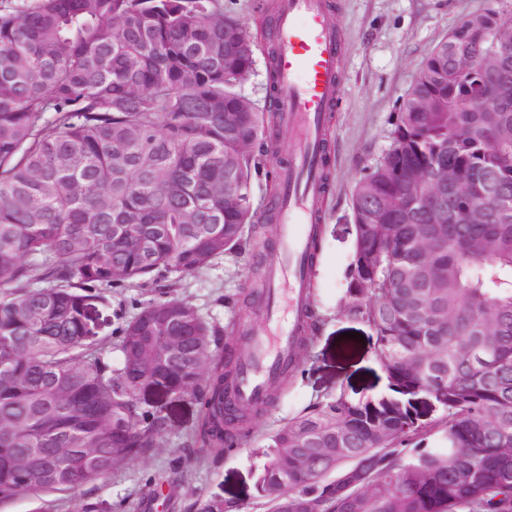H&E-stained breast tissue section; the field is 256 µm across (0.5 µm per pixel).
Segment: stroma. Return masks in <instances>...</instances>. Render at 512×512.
I'll return each instance as SVG.
<instances>
[{"label": "stroma", "mask_w": 512, "mask_h": 512, "mask_svg": "<svg viewBox=\"0 0 512 512\" xmlns=\"http://www.w3.org/2000/svg\"><path fill=\"white\" fill-rule=\"evenodd\" d=\"M490 8L512 13V0H329L325 20L338 32L342 89L325 123L328 180L320 251L310 271L313 304L322 321L298 353L292 387L256 420L251 446L219 455L187 445L201 415L196 398L159 386L142 390V406L165 422L162 446L77 492L50 494L54 512H82L90 503L99 504L101 512H196L197 502L214 499L236 502L239 512H267L254 489V471L264 461V435L327 394L341 391L359 399L386 392L387 375L371 348V327L341 311L354 252L353 188L388 152L401 101L431 49L462 21ZM294 147L291 133L279 129L266 171L253 177L258 211L269 207V175L280 174ZM277 251L278 238L271 233L247 240L241 250L224 254L203 273L185 276L176 287L160 281L106 291L97 306V337L114 343L120 316L165 290L191 303L215 326H225L233 315L243 325H262L261 306L233 309L227 297L249 288L248 268L256 256L270 264Z\"/></svg>", "instance_id": "stroma-1"}]
</instances>
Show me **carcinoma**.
Here are the masks:
<instances>
[{"label": "carcinoma", "mask_w": 512, "mask_h": 512, "mask_svg": "<svg viewBox=\"0 0 512 512\" xmlns=\"http://www.w3.org/2000/svg\"><path fill=\"white\" fill-rule=\"evenodd\" d=\"M265 41L276 80V20L255 27L224 14V0H21L0 5V503L75 490L159 445L163 419L140 390L161 385L202 407L190 446L219 454L253 439V419L293 382L295 360L261 402L228 410L246 339L233 320L212 326L165 295L122 319L112 367L93 331L99 291L200 272L261 238L275 218L251 202L269 154L246 153L280 126L240 84ZM409 87L384 161L361 177L369 197L396 208L372 232L355 225L343 314L373 330L390 394L337 392L265 437L255 475L271 512H512V219L460 224L438 249H417L428 208L406 186L412 167L451 162L471 178L512 180V144L490 131L512 123V91L492 112H455L477 80L448 69V42L431 50ZM435 95L431 112H413ZM233 110L237 130L224 128ZM242 203H224V170ZM374 261H368L370 253ZM430 265L443 287L406 298ZM247 306L266 287L250 266ZM318 314L310 306L302 349ZM226 337L224 354L213 345ZM431 389L443 417L440 447L411 448L422 427L412 398ZM495 422L491 431L486 424Z\"/></svg>", "instance_id": "carcinoma-1"}]
</instances>
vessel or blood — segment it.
Wrapping results in <instances>:
<instances>
[{
	"label": "vessel or blood",
	"mask_w": 512,
	"mask_h": 512,
	"mask_svg": "<svg viewBox=\"0 0 512 512\" xmlns=\"http://www.w3.org/2000/svg\"><path fill=\"white\" fill-rule=\"evenodd\" d=\"M326 0H281L277 18L278 89L276 110L299 143L288 166L276 233L281 243L264 302L266 325L253 329L252 352L235 384L239 403L252 405L265 396L276 366L292 353L294 337L311 283L304 256L311 236L312 213L325 185L317 161L323 119L341 88L338 35L325 20Z\"/></svg>",
	"instance_id": "b4317fda"
}]
</instances>
